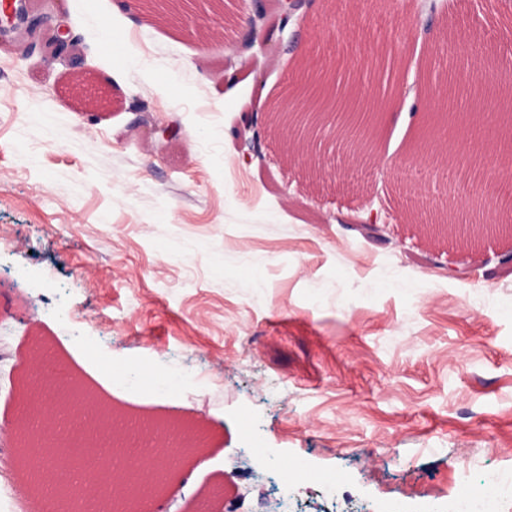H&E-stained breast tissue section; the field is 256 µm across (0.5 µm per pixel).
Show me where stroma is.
Instances as JSON below:
<instances>
[{
    "label": "stroma",
    "mask_w": 512,
    "mask_h": 512,
    "mask_svg": "<svg viewBox=\"0 0 512 512\" xmlns=\"http://www.w3.org/2000/svg\"><path fill=\"white\" fill-rule=\"evenodd\" d=\"M30 6L68 26L109 103L0 39V426L22 412L16 368L38 338L115 418L158 439L198 431L204 457L181 462L156 512H332L335 483L354 506L422 512L484 473L512 479V237L425 235L419 216L470 198L448 187L444 142L413 156L446 109L447 57L479 112L500 114L512 0H453L447 29L426 0H310L278 49L244 54L252 0H192L174 20L151 0ZM337 60L378 70L362 97L403 92L373 160L333 150L317 176L277 138L244 163L242 113L263 122L253 105L278 101L299 62ZM166 126L169 140L149 133ZM372 211L369 239L355 223ZM153 374L178 385L160 393ZM12 457L0 434V512H40Z\"/></svg>",
    "instance_id": "35a3bbf8"
}]
</instances>
